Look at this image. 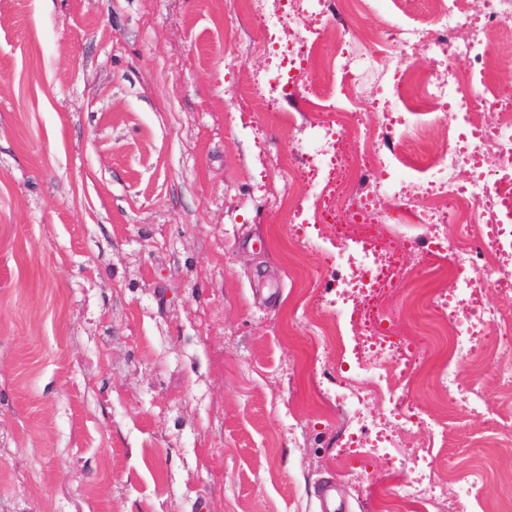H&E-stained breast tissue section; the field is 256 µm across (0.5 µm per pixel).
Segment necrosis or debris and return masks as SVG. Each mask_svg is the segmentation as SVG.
Returning a JSON list of instances; mask_svg holds the SVG:
<instances>
[{
    "label": "necrosis or debris",
    "instance_id": "4bbe7bcc",
    "mask_svg": "<svg viewBox=\"0 0 512 512\" xmlns=\"http://www.w3.org/2000/svg\"><path fill=\"white\" fill-rule=\"evenodd\" d=\"M324 23L335 25L336 45L329 52L332 74L338 75L343 96L330 108L331 118L322 125L323 135L317 155L338 164V143L346 136L356 139L359 166L350 177L348 193L358 203L351 211L349 222H341L333 209H323L317 223L351 236L352 242L342 256L353 269L336 291V309L344 311L350 302H365L367 308L377 305V298L387 288L402 261L396 254L385 252L370 232L368 207L375 192V174L390 169L393 157L384 152V132L361 129L357 105L365 96L368 77L389 79L394 97L388 107V129L418 131L425 125L426 116L443 109L469 125L468 133L453 137L441 154L440 175L420 172L416 178L426 201L418 221L435 228L440 242L437 251L426 254L427 263L450 258V270L461 284V294L469 310L467 318H459L451 297L439 296L436 306L442 317L455 328V355L473 354L481 349L494 332H512V323L505 325L495 311L482 303L487 289L512 288V261L500 259L504 244L500 235H487L478 246H468L466 238L450 237L449 224L457 222L460 214L473 205H483L495 215V226L512 222V213L499 205L501 191L512 192V123L483 125L474 117L479 112L512 110V83L498 84L494 89L477 95L476 83L486 82L499 69L491 52L493 37L512 25V0H484L481 11L465 6L463 0H431L432 7L424 26L406 28L399 23L389 24L382 32L365 33L353 41L348 21L365 13L369 0H312ZM430 54L427 73H415L408 65L417 54ZM463 59L465 70H455L451 62ZM387 129V130H388ZM470 168L473 177L464 185L455 180L457 169ZM364 356L357 360L354 375L336 384L337 404L350 405L352 421L365 423L367 407L381 397H389V413L400 429H407L414 419L391 392L416 367L421 356L405 339L391 338L382 320L368 321L361 334ZM401 498L440 504L451 502L457 512L461 499H449L447 488L437 487L423 465L413 464L409 478L400 492Z\"/></svg>",
    "mask_w": 512,
    "mask_h": 512
}]
</instances>
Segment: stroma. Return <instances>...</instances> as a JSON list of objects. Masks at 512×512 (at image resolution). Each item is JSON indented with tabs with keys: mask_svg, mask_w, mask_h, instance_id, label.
I'll use <instances>...</instances> for the list:
<instances>
[{
	"mask_svg": "<svg viewBox=\"0 0 512 512\" xmlns=\"http://www.w3.org/2000/svg\"><path fill=\"white\" fill-rule=\"evenodd\" d=\"M274 61L238 0H0V512H317L327 480L346 512H435L398 496L414 458L512 512V343L451 357L412 192L371 217L405 257L385 303L424 351L397 389L420 422L348 448L331 395L362 312L322 342L338 239L288 176L334 93L317 56L311 92L253 100ZM453 123L409 136L391 182ZM449 371L481 413L449 406Z\"/></svg>",
	"mask_w": 512,
	"mask_h": 512,
	"instance_id": "35a3bbf8",
	"label": "stroma"
}]
</instances>
